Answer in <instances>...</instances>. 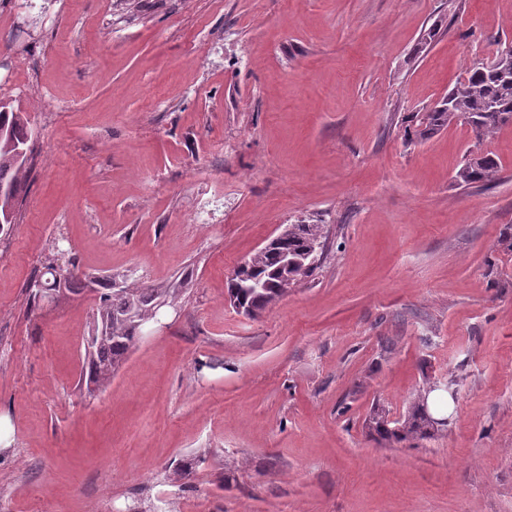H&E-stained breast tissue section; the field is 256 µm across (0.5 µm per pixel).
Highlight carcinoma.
<instances>
[{
    "label": "carcinoma",
    "instance_id": "carcinoma-1",
    "mask_svg": "<svg viewBox=\"0 0 512 512\" xmlns=\"http://www.w3.org/2000/svg\"><path fill=\"white\" fill-rule=\"evenodd\" d=\"M467 77L458 81L437 104L436 108L422 114L412 112L404 121V137L412 143L423 142L444 130L464 116L469 117L476 137L488 139L504 126L501 114L512 112V59L494 57L484 64L471 62L466 67ZM0 185L10 189L0 203V216L14 214L15 204L25 188L26 168L17 159V147L29 140L28 121L18 112H0ZM502 170L500 161L487 153L467 158L455 178L461 184L490 185L495 183ZM325 240V225L310 224L299 220L288 225V236L272 248L259 249L250 256V273L240 281L237 300L265 311L286 294L282 288L283 255L299 257L309 248ZM60 252L59 241L48 244L49 256L44 264L47 278L32 284L33 299L44 301L46 289L53 288L60 280L66 281V291L80 295L86 291L99 294L100 307L88 336L90 350L85 352L80 383L85 388L95 385L102 388L115 375L132 347L140 340L137 329L139 314L149 317L158 303L174 294V288H113L112 280L89 278L79 274L77 266L63 268L54 262ZM372 431L386 444H414L431 439L436 431L425 420L419 401H414L403 419L393 423L376 414L370 421Z\"/></svg>",
    "mask_w": 512,
    "mask_h": 512
}]
</instances>
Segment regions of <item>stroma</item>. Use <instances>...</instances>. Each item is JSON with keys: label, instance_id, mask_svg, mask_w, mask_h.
<instances>
[{"label": "stroma", "instance_id": "1", "mask_svg": "<svg viewBox=\"0 0 512 512\" xmlns=\"http://www.w3.org/2000/svg\"><path fill=\"white\" fill-rule=\"evenodd\" d=\"M497 38L512 0H0V99L32 130L0 241V512H512V126L402 129ZM487 151L500 179L458 184ZM299 219L326 226L318 268L236 313L233 269ZM56 237L179 290L91 397L96 297L26 292ZM436 382L433 439L370 435Z\"/></svg>", "mask_w": 512, "mask_h": 512}]
</instances>
